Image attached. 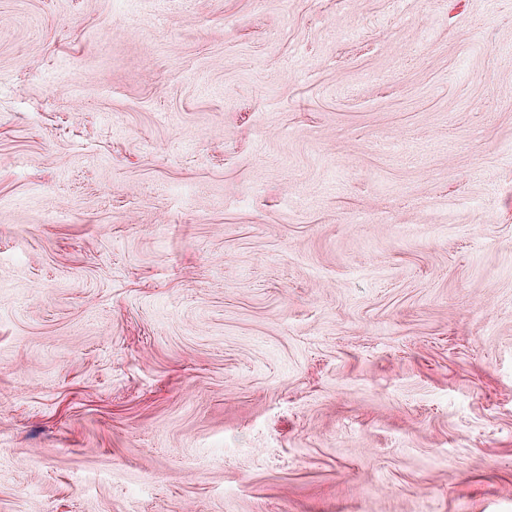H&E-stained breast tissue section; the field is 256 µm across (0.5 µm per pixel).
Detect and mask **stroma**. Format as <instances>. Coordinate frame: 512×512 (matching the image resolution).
I'll use <instances>...</instances> for the list:
<instances>
[{"label":"stroma","mask_w":512,"mask_h":512,"mask_svg":"<svg viewBox=\"0 0 512 512\" xmlns=\"http://www.w3.org/2000/svg\"><path fill=\"white\" fill-rule=\"evenodd\" d=\"M0 512H512V0H0Z\"/></svg>","instance_id":"1"}]
</instances>
